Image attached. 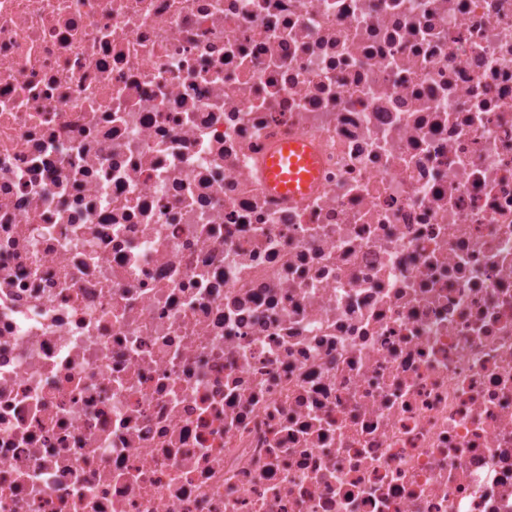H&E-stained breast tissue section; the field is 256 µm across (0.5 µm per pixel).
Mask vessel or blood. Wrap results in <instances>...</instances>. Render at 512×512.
Here are the masks:
<instances>
[{
	"mask_svg": "<svg viewBox=\"0 0 512 512\" xmlns=\"http://www.w3.org/2000/svg\"><path fill=\"white\" fill-rule=\"evenodd\" d=\"M319 168L320 156L307 138L283 139L264 160L265 185L273 195L295 201L311 191Z\"/></svg>",
	"mask_w": 512,
	"mask_h": 512,
	"instance_id": "1",
	"label": "vessel or blood"
}]
</instances>
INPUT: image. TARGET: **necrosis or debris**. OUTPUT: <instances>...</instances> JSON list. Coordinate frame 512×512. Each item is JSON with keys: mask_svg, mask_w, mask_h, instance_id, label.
<instances>
[{"mask_svg": "<svg viewBox=\"0 0 512 512\" xmlns=\"http://www.w3.org/2000/svg\"><path fill=\"white\" fill-rule=\"evenodd\" d=\"M0 512H512V0H0ZM320 156L307 138L294 136L276 142L264 160L267 189L275 196L300 200L318 177Z\"/></svg>", "mask_w": 512, "mask_h": 512, "instance_id": "1", "label": "necrosis or debris"}]
</instances>
